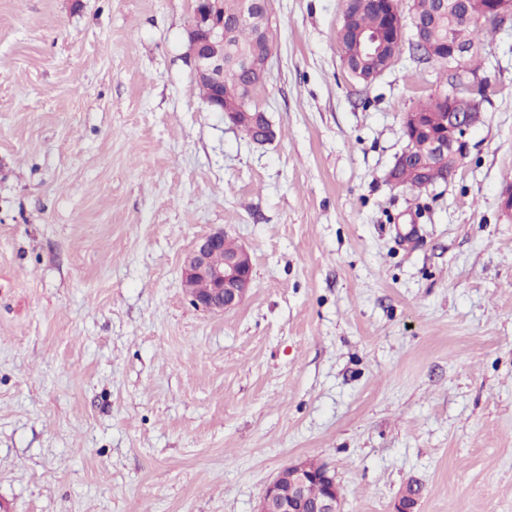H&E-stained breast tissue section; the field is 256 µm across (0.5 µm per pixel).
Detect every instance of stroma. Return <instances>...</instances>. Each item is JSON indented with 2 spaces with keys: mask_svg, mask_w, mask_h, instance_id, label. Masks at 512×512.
I'll return each mask as SVG.
<instances>
[{
  "mask_svg": "<svg viewBox=\"0 0 512 512\" xmlns=\"http://www.w3.org/2000/svg\"><path fill=\"white\" fill-rule=\"evenodd\" d=\"M194 0H0V512H255L302 458L344 512H512V24L470 151L387 180L439 86L403 48L342 66L344 0H273L276 132L210 111ZM253 287L197 310L213 228ZM224 250V229L216 228L198 238L182 264V288L190 303L206 313H224L237 308L252 288V260L247 248L239 247L214 262L212 253ZM206 282L208 288H197Z\"/></svg>",
  "mask_w": 512,
  "mask_h": 512,
  "instance_id": "stroma-1",
  "label": "stroma"
}]
</instances>
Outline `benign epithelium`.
I'll list each match as a JSON object with an SVG mask.
<instances>
[{
    "label": "benign epithelium",
    "instance_id": "benign-epithelium-1",
    "mask_svg": "<svg viewBox=\"0 0 512 512\" xmlns=\"http://www.w3.org/2000/svg\"><path fill=\"white\" fill-rule=\"evenodd\" d=\"M453 9L457 3L464 4L462 19L468 23L493 20L502 26L512 19V0H441ZM377 7L383 17V27L373 31H362L357 36V47L353 50L342 47L341 58L348 72L360 79L365 64L372 65L373 75L383 74L398 57L407 29H412V46L424 56L435 54L436 45L426 36V25L413 10L402 9V0H346L342 24L350 23L354 17L370 8ZM272 22L271 0H241L233 21L224 20L223 0H194L193 15L189 28L188 55L194 64L196 78L216 88L224 85V41L228 29L234 25L247 24L256 27L258 34L265 33ZM448 63L457 76L452 85L435 92L443 104L444 111L434 115L415 112L405 113L402 119L403 136L419 132L429 136L434 153L448 160L456 170L469 151V133L484 122L483 104L489 97L490 81L474 75L466 67V61L474 46L458 40L453 31H448ZM273 47L265 46L261 52L238 59L244 69L260 75L259 86H264L273 58ZM224 101L218 95L208 102L213 112L224 113V119L236 125L237 114L246 111L252 103ZM412 146L404 147L396 157L388 179L396 187L402 185L398 171L408 163ZM224 249V229L216 228L198 238L186 252L182 264V288L190 303L206 313H224L237 308L252 288V260L247 248L240 247L224 256V261H213V253ZM321 481L326 486L323 497L309 507H304L307 488ZM343 496L335 476L328 468L315 473L309 470L305 460L297 459L284 467L268 484L255 512H342Z\"/></svg>",
    "mask_w": 512,
    "mask_h": 512
}]
</instances>
